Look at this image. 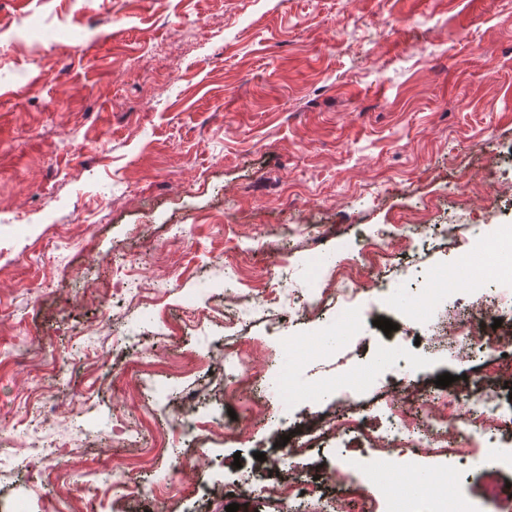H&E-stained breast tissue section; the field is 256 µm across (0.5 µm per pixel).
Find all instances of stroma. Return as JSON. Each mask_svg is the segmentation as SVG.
<instances>
[{"mask_svg":"<svg viewBox=\"0 0 512 512\" xmlns=\"http://www.w3.org/2000/svg\"><path fill=\"white\" fill-rule=\"evenodd\" d=\"M499 143L512 144V0H0V423L51 436L65 472L49 487L29 476L44 460L0 458V512L48 493L82 512H316L237 494L202 510L191 492L261 469L256 453L273 457L282 438L298 443L279 409L319 418L349 397L380 414L385 353L407 352L430 385L502 362L497 349L435 343L413 315L430 305L440 321L501 290L484 250L512 211L482 213L483 183L465 201L452 193ZM423 218L449 236L396 254L383 292L298 318L289 292H314L342 262L377 278L359 259L363 235ZM124 253L141 293L165 284L156 311L113 274ZM228 266L285 278L256 308L248 288L225 295ZM382 317L397 331L376 327ZM241 344L265 361L271 417L248 444L201 436L186 467L162 392L251 388L224 357ZM52 397L56 415L36 422ZM115 417L134 419L139 447L113 436ZM511 451L386 460L325 439L300 461L341 467L381 512H414L436 486L449 512H470L486 479L512 481L483 459ZM404 459L414 488L402 493ZM109 473L150 477L155 500L104 490Z\"/></svg>","mask_w":512,"mask_h":512,"instance_id":"stroma-1","label":"stroma"}]
</instances>
